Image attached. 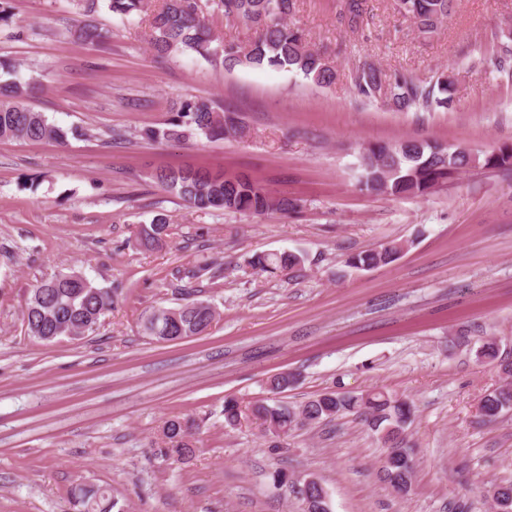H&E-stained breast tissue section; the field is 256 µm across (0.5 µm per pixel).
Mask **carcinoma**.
<instances>
[{"instance_id": "cac0c4a2", "label": "carcinoma", "mask_w": 512, "mask_h": 512, "mask_svg": "<svg viewBox=\"0 0 512 512\" xmlns=\"http://www.w3.org/2000/svg\"><path fill=\"white\" fill-rule=\"evenodd\" d=\"M112 13L123 18L138 16L150 30V44L159 55L196 54L220 64L226 70L238 66L285 69L303 75L320 86L336 80V67L325 54L311 49L299 28L288 22L295 0H162L151 8L149 0H108ZM399 13L416 30L429 35L448 19L453 0H397ZM218 11L224 18L253 28L257 37L243 43L224 42L211 33L204 23V12ZM363 0H344L340 16L351 30L363 21ZM82 44H100L111 34L98 26L85 23L72 33ZM9 78L0 79V140L46 141L63 144L68 132L41 112L27 105L39 89L40 81L19 76L16 68H7ZM358 94L368 101L379 100L397 112L430 111L446 107L451 101L453 80L443 74L434 82H424L404 73L387 74L369 65L354 76ZM190 135L208 140L226 136H246V128L235 117L219 110L213 101L202 98L184 99L173 109L167 127L149 130L150 139L179 141ZM361 183L376 195L418 197L429 194L448 182L454 174L472 168L509 169L512 148L473 155L472 150L438 142L407 139L394 144L374 143L361 156ZM158 185L188 205L199 210H227L261 215L269 210L284 213L299 208L296 199L275 196L246 174L225 175L209 171L165 167L155 173ZM168 231V218L156 215L150 225L141 228L142 244H158ZM406 244L389 241L380 248L350 255L346 264L356 270H370L397 260ZM304 262L293 252L254 254L247 267L257 274L284 277L295 272ZM122 289L108 290L93 284L79 272L60 274L32 289L23 312L29 335L36 339L62 336L71 332V340H80L93 332L101 318L117 302ZM216 312L206 301L192 300L174 308L154 307L142 318L143 333L149 338L169 343L201 336L208 332ZM483 361L500 358L496 339H487L477 350ZM512 411V383L506 382L481 400L480 415L495 420L503 412ZM354 414L365 417L387 448L382 472L385 480L399 493H409L413 481V449L405 446L403 434L414 415L407 399L380 390L360 394L330 391L301 405L280 401L257 400L247 406L234 398L224 400V423L236 427L243 420L257 424L270 440L271 447L281 448L289 432L298 426L330 423L336 418ZM194 423L179 418L165 421L160 430L166 453L184 460L193 454L190 429ZM491 501L505 503L512 509V482L493 484L488 489ZM70 504L78 512H123L118 501L95 485L79 484L71 491Z\"/></svg>"}]
</instances>
